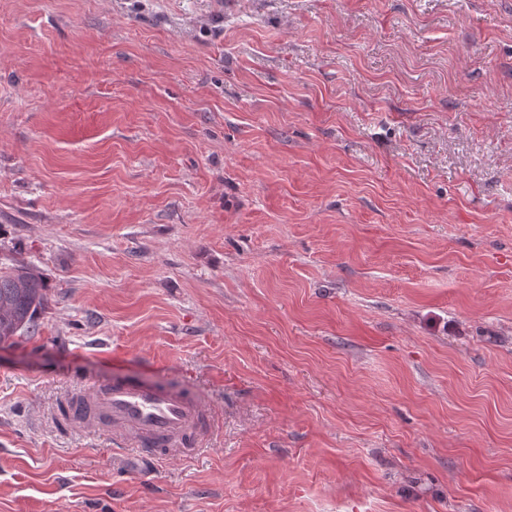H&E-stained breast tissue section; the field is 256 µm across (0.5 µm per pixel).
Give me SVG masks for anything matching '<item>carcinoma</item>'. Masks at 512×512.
Wrapping results in <instances>:
<instances>
[{
	"instance_id": "cac0c4a2",
	"label": "carcinoma",
	"mask_w": 512,
	"mask_h": 512,
	"mask_svg": "<svg viewBox=\"0 0 512 512\" xmlns=\"http://www.w3.org/2000/svg\"><path fill=\"white\" fill-rule=\"evenodd\" d=\"M49 303L42 274L33 266L16 263L0 267V344L38 331V315Z\"/></svg>"
}]
</instances>
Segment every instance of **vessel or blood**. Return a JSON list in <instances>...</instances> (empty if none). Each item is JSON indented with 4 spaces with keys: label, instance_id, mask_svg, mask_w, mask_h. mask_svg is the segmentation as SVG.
<instances>
[{
    "label": "vessel or blood",
    "instance_id": "vessel-or-blood-1",
    "mask_svg": "<svg viewBox=\"0 0 512 512\" xmlns=\"http://www.w3.org/2000/svg\"><path fill=\"white\" fill-rule=\"evenodd\" d=\"M60 407L72 431L111 437L143 457L193 452L211 426L210 411L189 393L146 383L94 381Z\"/></svg>",
    "mask_w": 512,
    "mask_h": 512
}]
</instances>
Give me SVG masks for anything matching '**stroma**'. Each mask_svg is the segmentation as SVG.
Here are the masks:
<instances>
[{"label":"stroma","instance_id":"obj_1","mask_svg":"<svg viewBox=\"0 0 512 512\" xmlns=\"http://www.w3.org/2000/svg\"><path fill=\"white\" fill-rule=\"evenodd\" d=\"M0 512H512V0H0ZM114 376L214 408L65 432ZM49 303L42 274L33 266L16 263L0 267V344L38 331V315ZM60 407L71 432L110 436L121 448L151 458L199 449L212 418L185 391L125 381L88 383Z\"/></svg>","mask_w":512,"mask_h":512}]
</instances>
